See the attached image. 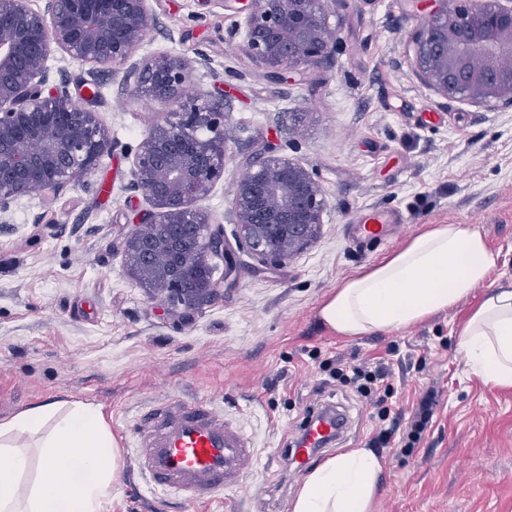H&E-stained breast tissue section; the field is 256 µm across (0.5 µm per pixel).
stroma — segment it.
I'll return each instance as SVG.
<instances>
[{"label":"stroma","instance_id":"obj_1","mask_svg":"<svg viewBox=\"0 0 512 512\" xmlns=\"http://www.w3.org/2000/svg\"><path fill=\"white\" fill-rule=\"evenodd\" d=\"M159 25L134 61L185 59L189 96L223 98L234 128L224 175L196 209L235 252L236 272L211 259L224 294L189 322L167 310L126 267L125 242L150 207L132 190V153L167 118L161 105L72 60L50 63L90 100L115 144L85 182L59 196L23 199L0 231V418L50 398L100 406L121 452L102 512H291L303 475L283 452L306 404L348 408L340 443L316 462L367 447L379 421L337 392L323 361L384 365L395 408L410 410L432 390L438 405L412 452L380 449L385 462L372 512H512V389L466 372L456 331L486 288L512 285V108L441 96L419 77L412 38L420 0H330L340 44L332 65L279 84L252 62L227 0H151ZM298 160L319 180L328 206L314 241L288 263L270 265L239 248L231 201L240 165L266 148ZM369 209L402 222L368 250L347 238ZM434 224H469L500 255L485 287L413 327L344 337L320 326L317 309L348 277ZM203 399L252 438L258 474L214 501L180 506L152 494L131 450L153 406Z\"/></svg>","mask_w":512,"mask_h":512}]
</instances>
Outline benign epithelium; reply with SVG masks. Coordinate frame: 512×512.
Here are the masks:
<instances>
[{
    "label": "benign epithelium",
    "instance_id": "obj_1",
    "mask_svg": "<svg viewBox=\"0 0 512 512\" xmlns=\"http://www.w3.org/2000/svg\"><path fill=\"white\" fill-rule=\"evenodd\" d=\"M0 0V223L32 194L56 196L81 183L113 143L96 112L74 98L66 80L50 84L59 53L96 69L125 65L157 27L151 0ZM243 14L238 32L246 55L268 76L330 67L338 42L327 22L328 0H233ZM414 34L418 75L445 98L512 106V0H428ZM190 68L163 53L125 71L124 83L174 116L139 142L130 188L153 209L140 215L126 242L127 263L147 288L167 293L178 318L192 320L221 295L209 260L236 271L224 233L211 229L192 203L206 198L224 175V100L184 94ZM209 132L203 137L200 130ZM327 208L313 172L267 149L249 159L233 198L238 245L271 264H285L318 235Z\"/></svg>",
    "mask_w": 512,
    "mask_h": 512
}]
</instances>
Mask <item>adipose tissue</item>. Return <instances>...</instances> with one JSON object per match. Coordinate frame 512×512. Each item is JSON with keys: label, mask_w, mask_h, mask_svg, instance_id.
Masks as SVG:
<instances>
[{"label": "adipose tissue", "mask_w": 512, "mask_h": 512, "mask_svg": "<svg viewBox=\"0 0 512 512\" xmlns=\"http://www.w3.org/2000/svg\"><path fill=\"white\" fill-rule=\"evenodd\" d=\"M498 253L466 224H435L344 280L318 311L339 336L403 330L447 312L484 287ZM486 293L460 326L468 374L512 388V286ZM120 467L115 439L93 403L48 399L0 419V512H101ZM384 463L351 448L315 466L292 512H371Z\"/></svg>", "instance_id": "adipose-tissue-1"}]
</instances>
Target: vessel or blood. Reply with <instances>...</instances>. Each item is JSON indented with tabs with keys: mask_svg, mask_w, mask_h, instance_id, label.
<instances>
[{
	"mask_svg": "<svg viewBox=\"0 0 512 512\" xmlns=\"http://www.w3.org/2000/svg\"><path fill=\"white\" fill-rule=\"evenodd\" d=\"M393 222L388 213L366 211L349 240L358 247L384 240ZM343 428L340 421H310L305 443L290 451L292 465L305 468L319 442ZM139 443L136 465L148 474L153 489L189 505L244 486L257 465L248 435L201 401L170 403L140 432Z\"/></svg>",
	"mask_w": 512,
	"mask_h": 512,
	"instance_id": "vessel-or-blood-1",
	"label": "vessel or blood"
}]
</instances>
